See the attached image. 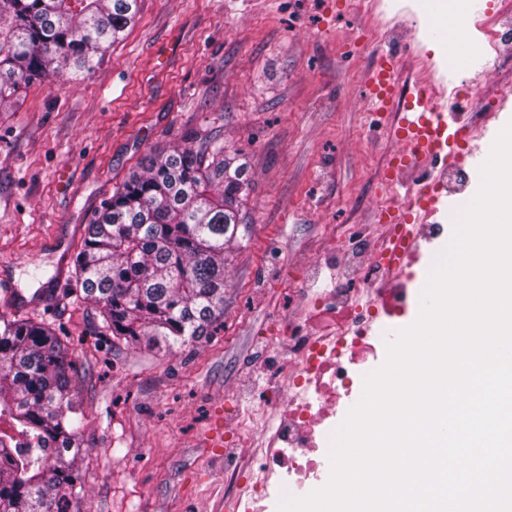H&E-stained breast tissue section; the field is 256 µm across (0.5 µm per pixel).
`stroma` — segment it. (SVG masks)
Wrapping results in <instances>:
<instances>
[{"label": "stroma", "instance_id": "stroma-1", "mask_svg": "<svg viewBox=\"0 0 512 512\" xmlns=\"http://www.w3.org/2000/svg\"><path fill=\"white\" fill-rule=\"evenodd\" d=\"M370 0H139L134 23L91 72L31 84L0 108V277L33 302L0 294V316L51 323L72 343L86 451L82 512H224V395L288 359L264 336L302 319L333 275L311 264L341 251L355 226L378 228L375 184L398 145L376 120L364 78L370 51L399 56L403 81L426 62L458 87L491 80L480 57L450 69L437 22L388 0L393 36L368 44ZM460 164L480 168L512 121V91L493 103ZM187 135L218 138L250 166L249 236L229 257L224 328L170 352L100 335L98 309L66 291L71 257L102 203L153 151Z\"/></svg>", "mask_w": 512, "mask_h": 512}]
</instances>
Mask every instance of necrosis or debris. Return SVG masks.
<instances>
[{"mask_svg": "<svg viewBox=\"0 0 512 512\" xmlns=\"http://www.w3.org/2000/svg\"><path fill=\"white\" fill-rule=\"evenodd\" d=\"M477 29L480 45L449 48L450 65L477 51L493 65L503 64L501 48L512 42V0H499ZM340 258L348 278L316 295L312 319L283 332L287 389H280L278 375H269L277 399L249 411L243 408L249 393L238 388L230 395L235 408L231 430L241 435L243 445L261 444L257 468L224 466V498L236 502V512H279L286 497L301 496L319 481L322 460L343 422L338 406L375 371L372 358L382 349L388 327L408 315L436 266L428 261L419 272L407 273L406 287L392 290L379 285L389 273L382 249H366L355 237Z\"/></svg>", "mask_w": 512, "mask_h": 512, "instance_id": "1", "label": "necrosis or debris"}]
</instances>
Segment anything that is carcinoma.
Segmentation results:
<instances>
[{
	"label": "carcinoma",
	"mask_w": 512,
	"mask_h": 512,
	"mask_svg": "<svg viewBox=\"0 0 512 512\" xmlns=\"http://www.w3.org/2000/svg\"><path fill=\"white\" fill-rule=\"evenodd\" d=\"M137 11L138 0H0V104L92 70ZM140 169L89 225L69 293L96 304L99 327L126 347H187L224 317L226 262L247 237V165L221 140L186 136ZM78 378L50 326L0 317V512H78Z\"/></svg>",
	"instance_id": "obj_1"
}]
</instances>
